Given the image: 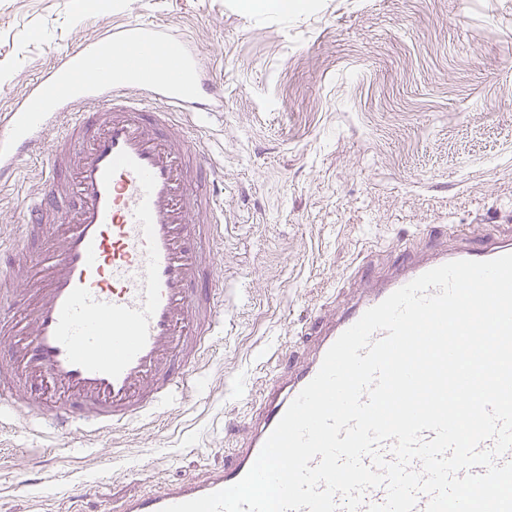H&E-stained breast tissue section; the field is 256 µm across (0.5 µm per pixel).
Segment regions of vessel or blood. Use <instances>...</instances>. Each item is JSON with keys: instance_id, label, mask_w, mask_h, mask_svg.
<instances>
[{"instance_id": "obj_1", "label": "vessel or blood", "mask_w": 512, "mask_h": 512, "mask_svg": "<svg viewBox=\"0 0 512 512\" xmlns=\"http://www.w3.org/2000/svg\"><path fill=\"white\" fill-rule=\"evenodd\" d=\"M170 25L132 20L53 55L0 117V182L22 162L40 185L22 233L0 236V417L26 430L103 437L198 389L197 365L224 335V209L188 121L224 109V89ZM126 72L108 78L114 64ZM45 227L42 236L34 230ZM512 253V237L397 264L318 322L308 353L258 390L255 421L229 464L126 498L162 512L241 480L336 339L421 274Z\"/></svg>"}]
</instances>
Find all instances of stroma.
Segmentation results:
<instances>
[{
    "label": "stroma",
    "instance_id": "1",
    "mask_svg": "<svg viewBox=\"0 0 512 512\" xmlns=\"http://www.w3.org/2000/svg\"><path fill=\"white\" fill-rule=\"evenodd\" d=\"M108 19L185 33L224 87L200 118L224 189V337L196 395L153 420L71 431L47 459L48 434L1 432L0 512H56L77 485L106 512L223 467L268 354L303 352L310 317L338 316L418 233L439 248L512 232V0H0V109ZM38 183L25 163L0 186V234Z\"/></svg>",
    "mask_w": 512,
    "mask_h": 512
}]
</instances>
